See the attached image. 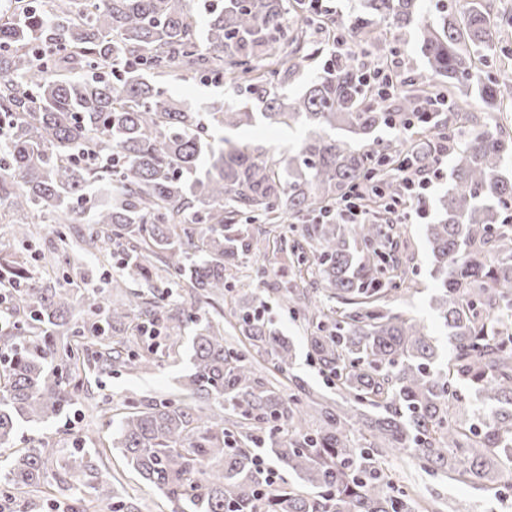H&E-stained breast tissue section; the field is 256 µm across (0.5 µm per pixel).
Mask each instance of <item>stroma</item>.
<instances>
[{
	"instance_id": "1",
	"label": "stroma",
	"mask_w": 512,
	"mask_h": 512,
	"mask_svg": "<svg viewBox=\"0 0 512 512\" xmlns=\"http://www.w3.org/2000/svg\"><path fill=\"white\" fill-rule=\"evenodd\" d=\"M160 81L175 98L201 109L234 96L233 90L224 84L205 83L179 72L161 76ZM306 135V128L301 126L272 128L262 124L236 133L237 138L264 144L277 152L295 149ZM401 230L407 241V265L417 288L392 299L390 305L403 312L405 317L428 327L440 352H447L448 338L435 309L434 298L438 289L430 274L431 256L424 226L420 223L405 224ZM293 276V269L283 268L273 259L267 264L265 277L255 278L250 261L245 259L231 284L237 297L262 303L266 317L271 319L279 334L293 341L296 358L291 369L292 376L304 386L322 389L326 382L309 360L305 342L306 328L301 320L288 313L274 291L277 283ZM190 355L191 339L182 337L177 355L165 359L162 365H153L132 374L119 372L91 379L80 390L78 400L66 413L41 423L23 426L18 435V447L26 448L35 441L44 440L59 448L60 453L47 463L48 485L44 492L16 493L9 499L0 497V512H78L79 505L71 489V463L95 449L103 452L98 462L99 478H119L139 512H171L169 503L139 483L119 452L103 451L102 444L109 432L105 425L90 417L86 405L103 398L119 403L128 397L147 401L177 396L180 393L181 378L190 367ZM390 466L399 485L421 505L433 506L435 512H512L511 463L500 462L495 482L481 487L425 471L406 452L394 454Z\"/></svg>"
}]
</instances>
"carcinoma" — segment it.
Listing matches in <instances>:
<instances>
[{"label":"carcinoma","instance_id":"obj_1","mask_svg":"<svg viewBox=\"0 0 512 512\" xmlns=\"http://www.w3.org/2000/svg\"><path fill=\"white\" fill-rule=\"evenodd\" d=\"M420 0H361L351 48L323 66L289 100L279 90L292 68L321 56L315 19H292L288 0H0V207L23 239L54 224L48 250L0 253V287H14V316L0 320V458L3 490L47 484V442L17 454L22 423L60 415L76 401L90 359L100 373L133 372L166 353L141 337L154 323L171 343L192 334V369L179 400L107 405L96 417L112 429L111 448L172 512H418L394 481L388 456L409 451L434 472L472 485L494 481L488 454L512 463V72L496 68L498 24L467 0L435 19ZM393 40L420 31L428 76L398 78L390 104L360 80L394 48L372 38L371 19ZM217 78L242 101L206 112L177 103L146 72ZM475 88L487 107H464ZM448 96L450 112H423L421 101ZM470 124L452 183L426 225L436 310L452 353L447 361L426 326L385 308L387 296L413 287L390 203L404 197L394 168L405 146L372 137L407 127L423 140L419 165L433 147ZM258 123L314 129L288 154L249 140L215 138L212 129ZM344 135H336V131ZM371 184L362 224L325 219L290 239L282 225L336 206ZM85 216L74 246L66 225ZM266 224L262 234L254 225ZM278 233L283 264L303 285L276 289L307 329L309 356L341 401L303 386L277 387L257 374L254 354L283 376L294 349L258 306L232 302L213 319L211 305L230 291L231 271L252 258L265 273L267 236ZM117 260L130 278L162 290L128 301L78 298L82 254ZM188 288L196 303L164 304L168 288ZM235 320L242 348L224 344ZM120 326L110 344L101 333ZM486 406L468 410L466 393ZM276 458L301 484H268L260 453ZM81 503L112 502L134 512L108 480L72 486Z\"/></svg>","mask_w":512,"mask_h":512}]
</instances>
